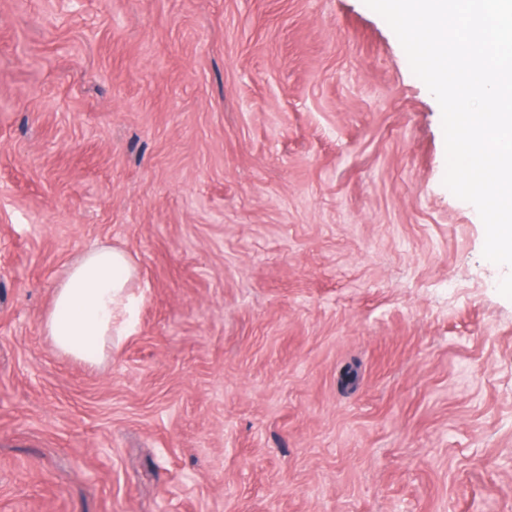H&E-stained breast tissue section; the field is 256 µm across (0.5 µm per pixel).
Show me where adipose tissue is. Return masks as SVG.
Instances as JSON below:
<instances>
[{
	"label": "adipose tissue",
	"instance_id": "ef3b65f1",
	"mask_svg": "<svg viewBox=\"0 0 512 512\" xmlns=\"http://www.w3.org/2000/svg\"><path fill=\"white\" fill-rule=\"evenodd\" d=\"M137 265L124 250L93 246L73 263L56 288L43 325L62 352L88 359L113 337L131 335L143 299L134 286Z\"/></svg>",
	"mask_w": 512,
	"mask_h": 512
}]
</instances>
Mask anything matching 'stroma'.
I'll use <instances>...</instances> for the list:
<instances>
[{
  "instance_id": "stroma-1",
  "label": "stroma",
  "mask_w": 512,
  "mask_h": 512,
  "mask_svg": "<svg viewBox=\"0 0 512 512\" xmlns=\"http://www.w3.org/2000/svg\"><path fill=\"white\" fill-rule=\"evenodd\" d=\"M364 0H0V512H512V269ZM124 249L98 360L42 316ZM137 265L123 249L93 246L73 263L43 325L62 352L79 359L103 354L112 336L131 335L143 293L132 288Z\"/></svg>"
}]
</instances>
